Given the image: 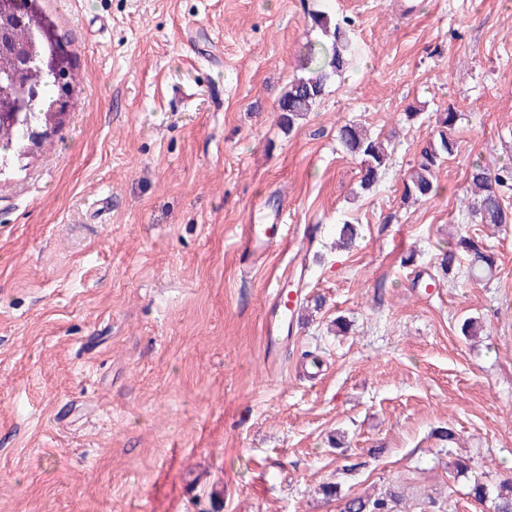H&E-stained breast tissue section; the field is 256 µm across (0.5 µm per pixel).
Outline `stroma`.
Returning a JSON list of instances; mask_svg holds the SVG:
<instances>
[{"label":"stroma","mask_w":512,"mask_h":512,"mask_svg":"<svg viewBox=\"0 0 512 512\" xmlns=\"http://www.w3.org/2000/svg\"><path fill=\"white\" fill-rule=\"evenodd\" d=\"M43 6L76 50L77 103L0 175V512H340L325 485L484 512L473 480L512 476V232L460 203L472 163L512 162V0ZM325 7L354 57L288 131L278 100ZM450 107L438 192L404 205ZM349 121L393 138L369 191L336 140ZM253 224L279 244L255 249ZM452 232L499 268L426 294ZM296 261L298 314L271 351L265 312ZM466 317L485 336H460Z\"/></svg>","instance_id":"1"}]
</instances>
